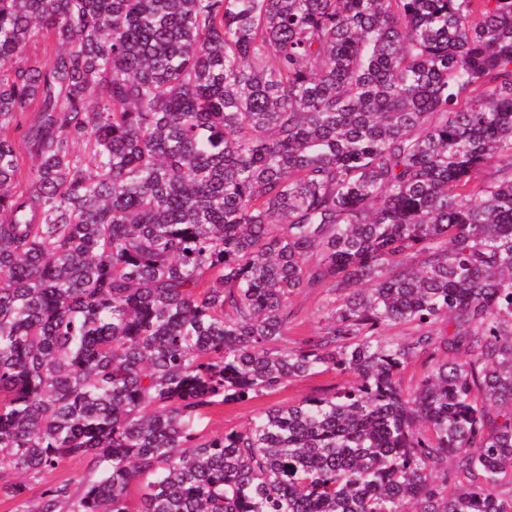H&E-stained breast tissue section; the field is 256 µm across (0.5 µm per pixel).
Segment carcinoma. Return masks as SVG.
Returning <instances> with one entry per match:
<instances>
[{
  "instance_id": "obj_1",
  "label": "carcinoma",
  "mask_w": 512,
  "mask_h": 512,
  "mask_svg": "<svg viewBox=\"0 0 512 512\" xmlns=\"http://www.w3.org/2000/svg\"><path fill=\"white\" fill-rule=\"evenodd\" d=\"M0 497L512 512V0H0ZM321 305L318 292H303L293 300V308L297 314V319L293 323L292 329L288 332V338L300 340L304 336L313 333L316 323L317 308ZM300 325H296L301 322ZM346 380H349L347 375H338L334 372L326 373L314 378L290 381L278 391L263 395L244 405H224L214 409L209 415L204 423V432L215 434L223 432L227 428L245 427L259 412H263L268 407L293 404L305 397L318 395L325 389ZM85 465V463L77 461L65 462L60 464L56 469L45 472L37 481H32L33 489L30 491L29 496L37 499L39 493L46 485L58 483L70 478L76 471L83 470Z\"/></svg>"
}]
</instances>
